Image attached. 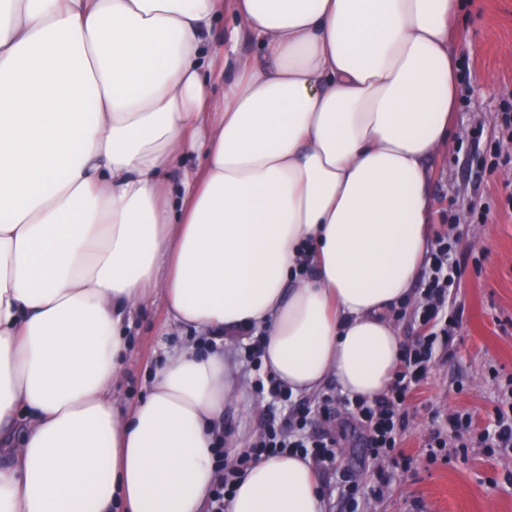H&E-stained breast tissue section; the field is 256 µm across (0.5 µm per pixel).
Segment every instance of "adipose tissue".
<instances>
[{"mask_svg": "<svg viewBox=\"0 0 512 512\" xmlns=\"http://www.w3.org/2000/svg\"><path fill=\"white\" fill-rule=\"evenodd\" d=\"M237 24L211 101L216 16ZM459 0H0V512H204L228 355L167 354L112 401L131 314L262 337L295 395L374 400L429 250ZM254 43L244 52L240 42ZM182 196L166 179L178 157ZM253 463L228 512H324Z\"/></svg>", "mask_w": 512, "mask_h": 512, "instance_id": "obj_1", "label": "adipose tissue"}]
</instances>
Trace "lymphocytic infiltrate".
Returning a JSON list of instances; mask_svg holds the SVG:
<instances>
[{"instance_id": "1", "label": "lymphocytic infiltrate", "mask_w": 512, "mask_h": 512, "mask_svg": "<svg viewBox=\"0 0 512 512\" xmlns=\"http://www.w3.org/2000/svg\"><path fill=\"white\" fill-rule=\"evenodd\" d=\"M455 248V242L443 234L437 235L431 245L417 304L425 331L415 342L403 346L400 365L388 389L370 402L358 399L344 402L364 433L372 459L395 457L409 418L407 401L426 378L437 351L446 345L458 324L457 317L448 314L450 296L460 278ZM267 397L270 417L257 440L233 461L217 463L218 478L209 499L210 512H225L239 478L260 458L293 452L310 457L320 472H334L339 468L337 441L331 433H307L306 416L287 415L291 396L279 383L269 382Z\"/></svg>"}]
</instances>
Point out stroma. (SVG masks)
I'll return each mask as SVG.
<instances>
[{
  "label": "stroma",
  "instance_id": "stroma-1",
  "mask_svg": "<svg viewBox=\"0 0 512 512\" xmlns=\"http://www.w3.org/2000/svg\"><path fill=\"white\" fill-rule=\"evenodd\" d=\"M462 4L454 46L465 97L450 115L447 149L432 162L430 228L447 230L457 241L462 276L456 302L464 313L455 336L440 350L410 401L401 441L404 462H379L366 455L361 433L345 427L350 416L335 401V388L327 390L334 414L329 423L317 397L292 401L296 408L309 406L313 430L331 427L341 469L364 494L363 512H512V450L456 448L450 423L453 414L466 412L473 431H481L512 382V209L505 204L512 166L480 175L476 158L464 145L475 132L484 146L501 136L499 113L504 99L512 97V0ZM486 207L491 210L487 223L471 222V209ZM127 335L125 375L112 389L113 402L124 411L146 397L164 349L186 346L191 339L170 321L158 297L134 312ZM237 377L240 397L225 407L222 425L231 443L245 448L261 431L266 411L253 391L255 372L242 364ZM435 429L450 449L433 460L426 442ZM383 470L392 479L384 496L376 499L369 490Z\"/></svg>",
  "mask_w": 512,
  "mask_h": 512
}]
</instances>
